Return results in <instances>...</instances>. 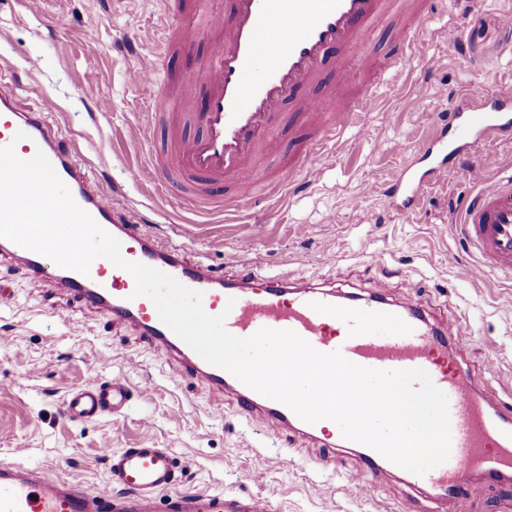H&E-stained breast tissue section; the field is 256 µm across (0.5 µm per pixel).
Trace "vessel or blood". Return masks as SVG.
<instances>
[{"instance_id":"obj_1","label":"vessel or blood","mask_w":512,"mask_h":512,"mask_svg":"<svg viewBox=\"0 0 512 512\" xmlns=\"http://www.w3.org/2000/svg\"><path fill=\"white\" fill-rule=\"evenodd\" d=\"M398 12L406 13L409 22L396 29L385 61L359 52L373 25ZM430 15L429 0H227L226 10L205 13L195 25L164 24L167 40L177 48L190 47L207 35L215 36L216 48L197 76L179 83L173 97L155 91L157 62L130 70V83L151 92L148 122L135 134L151 141L157 118L178 107L194 112L201 133L194 138L173 134L166 153H150L147 165L127 169V179L164 177L188 201L214 213L247 206L260 196H278L295 173L333 157L331 145L338 133L374 111L377 82H365L356 91L349 81L387 65H405L418 55ZM328 76L344 100L337 110L317 91ZM303 86L313 92L297 98ZM285 113L305 145L290 164L273 167L266 157ZM20 131L26 134L21 141L15 138ZM493 136L512 140V94L464 95L449 105L420 144V167H401L389 181L387 195L401 199L410 212L428 187L465 174L477 187L462 213L465 239L479 251L482 266L511 273L512 175L486 178L478 162L480 145ZM10 144L23 160L43 152L75 202L119 240L127 260L203 292L206 312L227 313L226 328L233 335L247 338L263 328L291 330L316 350L341 352L363 367L427 371L449 399L451 455L426 475L408 474L409 483L452 499L456 512H469L461 490L468 475L479 472L492 478L512 471V404L489 406L477 393L474 377L457 368L448 351L449 343H461L468 335L462 322L446 321L434 328L418 307L393 305L382 293L341 296L256 268L233 279L215 276L209 266L185 260L178 246L152 237L138 213L119 212L73 164L41 112L19 110L14 91L0 86V147ZM0 253L32 278L55 283L112 321L139 328L150 346L177 356L211 387L231 391L242 414L261 416L264 430L293 427L323 441L339 435L333 421L305 422L286 405L204 361L160 321L149 299L134 297L133 276L107 259H95L82 274L5 239H0ZM128 401V387L114 379L70 390L63 405L69 419L88 422L123 411ZM336 465L357 476L391 468L392 463L365 445L355 456L337 459ZM108 473L115 489L110 496L81 481L49 478L23 462L1 463L0 512H271L259 497L177 489L174 459L166 448L112 451Z\"/></svg>"}]
</instances>
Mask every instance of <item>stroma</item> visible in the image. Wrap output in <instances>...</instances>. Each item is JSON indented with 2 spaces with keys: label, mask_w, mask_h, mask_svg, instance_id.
Listing matches in <instances>:
<instances>
[{
  "label": "stroma",
  "mask_w": 512,
  "mask_h": 512,
  "mask_svg": "<svg viewBox=\"0 0 512 512\" xmlns=\"http://www.w3.org/2000/svg\"><path fill=\"white\" fill-rule=\"evenodd\" d=\"M199 0H0V84L16 89L24 111H42L66 142L72 160L113 198L118 210L138 209L147 229L205 261L224 277L262 260L271 275L335 287L340 293L382 291L389 301L415 302L430 323L463 320L474 339L456 346L459 367L478 380L490 405L512 400V275L480 262L457 218L474 187L457 179L429 190L420 208L404 214L385 196L396 171L411 160L441 104L437 89L456 99L464 91L512 87V0H476L459 13L435 0L422 53L433 70L415 64L387 70L376 110L362 127L335 143L336 163L300 173L277 200L240 211L204 215L175 191L125 181L128 166L144 163L148 144L132 137L146 97L128 72L161 49L156 24L171 10L190 24ZM97 16L94 40L84 29ZM459 26L470 65L446 39ZM200 40L175 53L162 69L158 92L174 91L184 73L211 53ZM39 60L28 71V58ZM430 97L420 100L419 86ZM55 107L43 111L44 98ZM373 194H366L367 185ZM362 196V210L349 201ZM0 463L24 462L51 477L83 481L111 492L107 459L119 448H167L183 490L207 488L252 495L280 512H433L429 491L400 475L377 472L359 496L345 472L327 465L322 442L289 429L269 435L247 423L231 392L211 390L172 354L151 348L129 324L112 322L65 289L31 279L0 256ZM118 379L132 391L126 409L98 420L67 418L68 391L92 379ZM470 512H512V482L480 474L468 479Z\"/></svg>",
  "instance_id": "35a3bbf8"
}]
</instances>
